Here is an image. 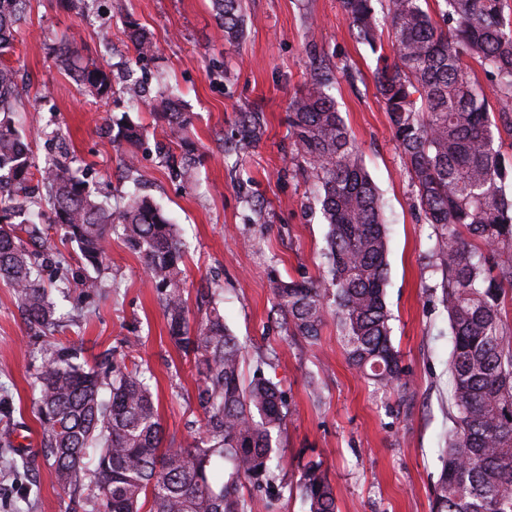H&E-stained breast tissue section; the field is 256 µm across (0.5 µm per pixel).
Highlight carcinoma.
I'll return each instance as SVG.
<instances>
[{
    "instance_id": "obj_1",
    "label": "carcinoma",
    "mask_w": 512,
    "mask_h": 512,
    "mask_svg": "<svg viewBox=\"0 0 512 512\" xmlns=\"http://www.w3.org/2000/svg\"><path fill=\"white\" fill-rule=\"evenodd\" d=\"M28 0H0V275L11 284L30 330L42 337L34 388L38 447L53 459L57 484L76 489L90 476L96 493L87 512H250L248 483L281 495L271 465L289 412L278 384L257 367L242 375L243 347L224 323L223 289L210 292L204 316L191 332L185 298L183 243L154 199L134 193L119 212L93 195L73 161L31 158L19 125L16 73L4 59ZM424 0H388L392 55L381 52L374 0H341L356 38L378 54L376 89L384 101L406 171L414 207L435 235L439 300L448 313L455 428L442 454L432 512H512V329L503 320L512 292V163L502 152L512 120L500 126L493 97H512V13L508 0H443V25ZM224 39L243 37L244 0H212ZM126 26L138 58L153 53L152 38L134 21ZM489 86L471 80L469 61ZM84 91L112 92V74L89 60L78 69ZM333 80L314 69L288 104L297 154L312 178L328 234L327 277L272 281L271 312L291 336L319 340L334 314L349 366L383 390L407 389L394 348L385 301L388 229L380 195L332 94ZM176 95L154 105L155 118L181 152L169 157L184 182L197 177L201 154L189 140L190 116L175 109ZM112 143L136 147L141 126L127 117L109 124ZM262 134L260 115L243 112L233 150L248 155ZM50 222L79 250L78 262L97 275H78L53 252L38 220ZM121 228L143 259L167 319L170 338L194 355L203 436L183 447L165 439L147 377L126 340L130 362L105 371L77 362L75 345L55 336L59 306L45 286L65 296L90 297L103 288L110 237ZM333 299L327 311L325 299ZM168 447H163V443ZM31 458L15 450L0 456V471ZM299 491L308 512H337L336 487L322 462L302 468Z\"/></svg>"
}]
</instances>
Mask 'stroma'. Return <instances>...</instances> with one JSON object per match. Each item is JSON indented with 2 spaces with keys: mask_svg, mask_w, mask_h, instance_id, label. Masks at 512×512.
Wrapping results in <instances>:
<instances>
[{
  "mask_svg": "<svg viewBox=\"0 0 512 512\" xmlns=\"http://www.w3.org/2000/svg\"><path fill=\"white\" fill-rule=\"evenodd\" d=\"M245 36L224 39L211 0H91L85 13L59 0H29L8 59L20 72L22 123L36 164L59 149L76 159L90 189L121 210L135 189L150 194L178 225L186 254L191 319L202 286L224 290V322L243 345V373L259 361L285 393L287 425L279 439L280 496L246 488L252 512H307L298 490L300 467L321 460L336 487L338 512H431L441 455L453 431L448 316L439 302L435 236L412 206L385 104L376 90V57L358 43L340 0H245ZM133 19L151 35L153 57L137 59L125 28ZM111 71L109 98L82 94L53 52L59 43ZM337 79L334 95L381 195L388 223L386 302L391 338L410 390L379 391L347 364L334 320L318 343L285 333L272 318L273 279L316 280L325 271L328 227L288 127V103L314 64ZM142 78L151 97L132 105L122 94L126 74ZM179 94L192 113L191 137L203 162L194 183L171 173L152 97ZM259 112L263 133L246 157L226 141L240 113ZM129 115L147 129L126 173L121 153L105 137L109 118ZM99 296L62 304L60 336L85 358L121 359L125 339H139L149 384L167 435L189 445L204 429L192 358L171 341L143 259L113 235ZM40 360L6 278L0 277V399L38 435L30 381ZM316 377L321 395H310ZM86 489L64 492L44 458L0 474V512H83Z\"/></svg>",
  "mask_w": 512,
  "mask_h": 512,
  "instance_id": "35a3bbf8",
  "label": "stroma"
}]
</instances>
